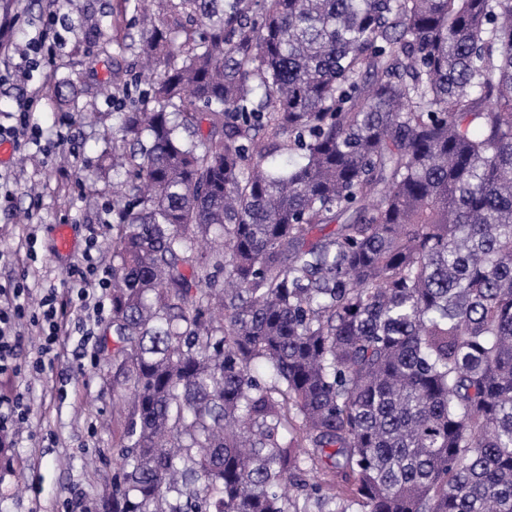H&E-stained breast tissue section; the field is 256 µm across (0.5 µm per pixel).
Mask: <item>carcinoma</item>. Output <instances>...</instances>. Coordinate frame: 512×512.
I'll return each mask as SVG.
<instances>
[{"label":"carcinoma","instance_id":"1","mask_svg":"<svg viewBox=\"0 0 512 512\" xmlns=\"http://www.w3.org/2000/svg\"><path fill=\"white\" fill-rule=\"evenodd\" d=\"M156 2L95 512H512V0Z\"/></svg>","mask_w":512,"mask_h":512}]
</instances>
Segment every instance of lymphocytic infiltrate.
<instances>
[{
	"label": "lymphocytic infiltrate",
	"instance_id": "f902f5d3",
	"mask_svg": "<svg viewBox=\"0 0 512 512\" xmlns=\"http://www.w3.org/2000/svg\"><path fill=\"white\" fill-rule=\"evenodd\" d=\"M99 248L97 232H90L81 261L69 270L70 285L58 290L44 289L37 312L27 310L31 287L27 282L0 284V375L12 368L15 353L13 339L21 319H28L40 338L35 372H43L47 362L58 359L60 350L71 334L73 312L93 309L96 316L105 313V301L111 294L109 271L101 269L95 254Z\"/></svg>",
	"mask_w": 512,
	"mask_h": 512
}]
</instances>
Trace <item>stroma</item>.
I'll list each match as a JSON object with an SVG mask.
<instances>
[{
    "label": "stroma",
    "instance_id": "35a3bbf8",
    "mask_svg": "<svg viewBox=\"0 0 512 512\" xmlns=\"http://www.w3.org/2000/svg\"><path fill=\"white\" fill-rule=\"evenodd\" d=\"M46 0H16L0 14V113L32 105L51 152L29 147L12 151L0 163V186L11 190L9 207H0V281L34 266L41 283L65 288L67 269L85 247L86 227L98 225L100 254L113 263L112 206L117 178L104 169L112 138L121 124L123 88L112 73L128 79L143 73L140 28L130 0H58L66 26L62 41L45 64L22 69V57L39 30ZM37 239L36 263L18 246L26 225ZM70 228L71 252L56 253L55 230ZM102 363L80 364L72 351L43 373L20 380L32 412L0 454V512H65L81 498L94 512L96 491L111 477L116 457L112 387Z\"/></svg>",
    "mask_w": 512,
    "mask_h": 512
}]
</instances>
